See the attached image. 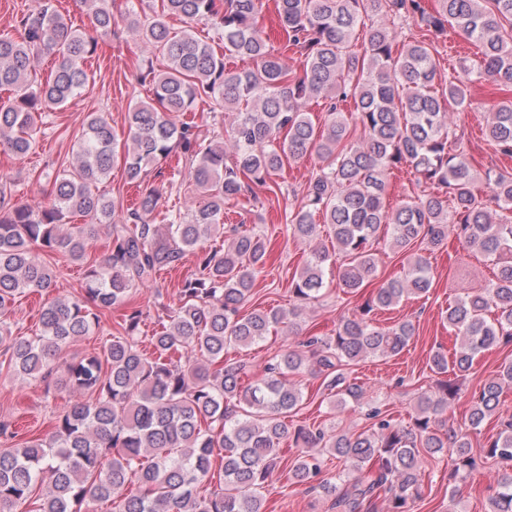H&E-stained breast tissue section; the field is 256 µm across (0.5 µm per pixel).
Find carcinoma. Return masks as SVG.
<instances>
[{"instance_id": "obj_1", "label": "carcinoma", "mask_w": 512, "mask_h": 512, "mask_svg": "<svg viewBox=\"0 0 512 512\" xmlns=\"http://www.w3.org/2000/svg\"><path fill=\"white\" fill-rule=\"evenodd\" d=\"M80 2L95 30H112L106 0ZM160 2L150 20L129 14L130 27L167 65L143 75L153 98L128 112L127 137L120 138L107 114L89 113L72 167L55 178L50 201L0 214V348L7 367L45 381L62 364L58 384L78 394L56 414L49 437L0 450V512H13L38 488L45 493L33 512H82L90 501L109 502L113 512H262L265 484L281 468L280 444L289 436L301 449L288 470L295 483L315 481L326 457L345 465L347 472L335 482L317 485L335 512H363L381 496L388 512H411L421 497L425 459L449 455L452 476L462 480L477 467L469 432L499 412L503 387L512 383L511 361L473 394L465 429L445 428L443 416L460 398L458 380L476 356L512 343V172L487 176L489 200L479 197L469 154L446 121L448 108L468 104L475 81L489 77L512 85V0H438L433 13L424 0H276L288 45L304 51L300 74L270 50L258 29L262 0ZM373 11L383 19L372 21ZM168 16L179 17L184 27H170ZM201 20L218 30L223 54L196 33ZM408 21L436 35L455 28L478 48L479 64H462L464 77L451 74L448 87L439 88L431 44L413 40L393 52L396 26ZM21 26L17 37L0 34V88L14 92L0 104V146L17 157L32 149L45 113L84 87L85 65L97 46L70 19L43 6ZM360 28L365 37L358 52L353 41ZM44 53L56 56V69L34 88L33 62ZM226 57L249 59L254 68L229 70ZM328 97L334 102L319 127L306 107ZM199 99L210 111L233 116V158L210 129L180 119ZM487 131L503 153H512V95L495 105ZM177 153L205 197L198 208L171 210L164 223L152 224L158 189L147 190L139 206L128 209L99 193L114 165L122 164L127 179L136 182L145 167ZM312 154L321 166L285 221L294 237L315 244L320 217L336 249H311L292 279L290 297L317 300L334 267L343 287L359 291L376 274L373 244L382 234L393 251L408 257V271L341 318L335 335L310 337L308 352L282 353L262 378L246 384L245 365L224 360V350L263 341L275 326L293 324L299 312L240 313L265 264L266 243L234 229L229 243L218 246L224 202L241 195L244 179L265 186L285 162ZM403 164L423 190L389 210L385 173ZM75 216L87 223H72ZM103 222L108 253L86 265L84 295L47 298L40 332L13 335L9 319L16 298L46 294L54 285L53 270L34 249L82 262L86 228ZM450 224L457 226L462 249H476L496 267L495 279L448 304L444 319L459 344L450 356L440 349L431 354L430 369L442 379L418 396L413 423L402 426L373 408L368 416L375 423L366 432L301 425L289 431L287 418L303 401L300 384L289 377H320L335 406H359L365 386L345 367L369 356L394 357L407 347L415 334L412 322L382 328L371 314L429 292L428 259L413 248H439ZM189 251L197 256V270L183 280L180 303L158 317L152 350L146 351L138 345L142 312L129 306L128 295L160 271L178 268ZM112 307L126 308L123 334L79 360H64L66 349L98 328L101 311ZM486 454L506 464L490 512H512V419L487 443ZM216 475L223 484L201 491Z\"/></svg>"}]
</instances>
